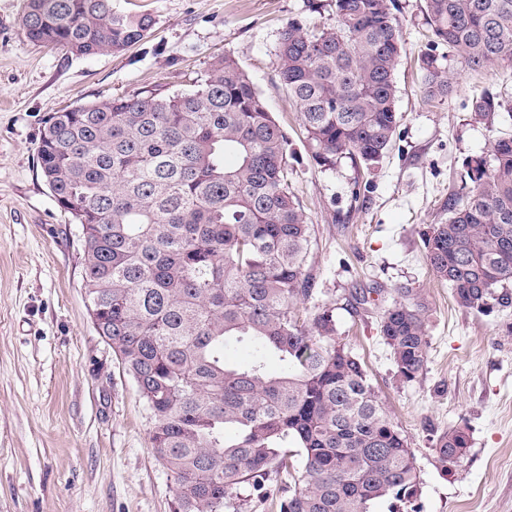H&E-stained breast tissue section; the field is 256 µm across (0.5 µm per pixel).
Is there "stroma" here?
Wrapping results in <instances>:
<instances>
[{
	"label": "stroma",
	"mask_w": 512,
	"mask_h": 512,
	"mask_svg": "<svg viewBox=\"0 0 512 512\" xmlns=\"http://www.w3.org/2000/svg\"><path fill=\"white\" fill-rule=\"evenodd\" d=\"M112 0L151 14V36L125 52L77 56L30 41L27 0H0V512H172L173 486L151 450L154 419L96 332L85 290L81 228L42 177L37 149L52 112L158 88L185 91L218 56H232L287 134L312 242L318 302L365 362L413 449L421 512H512V309L460 308L430 271L422 234L468 192L464 163L490 157L512 123L480 120L472 102L496 90L512 106V66L445 65L452 88L430 98L420 56L430 33L423 0H398L407 53L396 73L403 119L375 167L319 165L299 108L280 83L277 48L292 19L331 26V0ZM421 289L430 306L429 360L415 381L395 376L380 309L351 310L354 290ZM467 429L464 458L445 470L433 440Z\"/></svg>",
	"instance_id": "stroma-1"
}]
</instances>
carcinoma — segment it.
Wrapping results in <instances>:
<instances>
[{
	"label": "carcinoma",
	"mask_w": 512,
	"mask_h": 512,
	"mask_svg": "<svg viewBox=\"0 0 512 512\" xmlns=\"http://www.w3.org/2000/svg\"><path fill=\"white\" fill-rule=\"evenodd\" d=\"M336 24L291 20L278 42L281 85L300 106L324 167L370 168L402 115L396 72L405 44L395 0H332ZM432 47L424 91L448 94L445 55L471 69L512 65V0H424ZM28 39L75 55L119 54L154 19L112 0H27ZM500 94L474 100L493 125ZM42 176L86 245L85 290L154 418L151 447L174 487V512H241L246 494L279 512H420L414 452L362 361L336 337L335 308L314 304L311 225L291 190L288 138L231 56L187 91L148 89L53 113L38 149ZM472 189L448 197V219L423 233L426 261L456 304L512 308V133L492 159L467 162ZM379 335L395 374L426 369L430 307L395 289ZM247 365L231 364L236 343ZM461 428L434 444L456 465ZM300 460L294 466V459Z\"/></svg>",
	"instance_id": "cac0c4a2"
}]
</instances>
